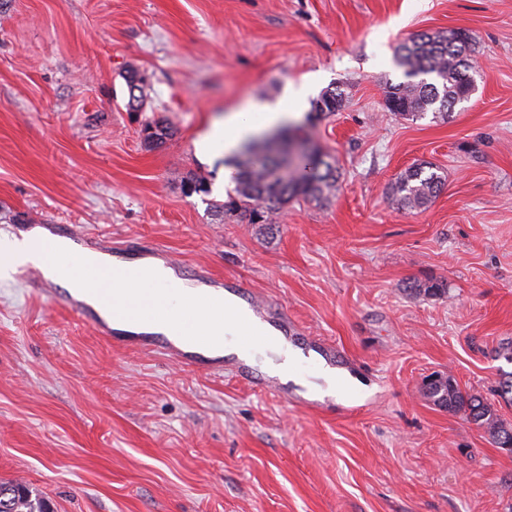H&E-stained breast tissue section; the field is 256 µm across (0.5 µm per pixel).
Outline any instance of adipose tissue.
Listing matches in <instances>:
<instances>
[{"label":"adipose tissue","mask_w":512,"mask_h":512,"mask_svg":"<svg viewBox=\"0 0 512 512\" xmlns=\"http://www.w3.org/2000/svg\"><path fill=\"white\" fill-rule=\"evenodd\" d=\"M311 86L301 85L289 88L285 97L251 101L242 109L225 115L222 123L212 128L198 141L197 151L201 158H210L213 151H223L225 155L236 154L241 145L260 132L273 129L282 124L300 120L308 108ZM64 248L62 239L46 234L42 229L34 228L21 236L0 241V277H9L11 273L28 265L46 262L48 247ZM225 315L195 326L198 336H219L223 339L226 353L239 351V339L242 336L262 329L263 324L246 312L243 305L232 295H225Z\"/></svg>","instance_id":"1"}]
</instances>
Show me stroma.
Masks as SVG:
<instances>
[{
    "label": "stroma",
    "mask_w": 512,
    "mask_h": 512,
    "mask_svg": "<svg viewBox=\"0 0 512 512\" xmlns=\"http://www.w3.org/2000/svg\"><path fill=\"white\" fill-rule=\"evenodd\" d=\"M475 39V92L448 119L385 105L393 50ZM144 103L127 107L128 70ZM304 79L342 110L301 135L335 189L278 224L225 220L191 172L225 112ZM174 136L151 148L143 125ZM446 184L422 210L389 187L415 163ZM81 226L161 244L281 306L350 360L356 389L303 361L287 392L116 350L54 286L0 279V480L54 512H512V454L434 406L431 376L491 398L512 347V0H0V235ZM438 280L440 297L416 295Z\"/></svg>",
    "instance_id": "obj_1"
}]
</instances>
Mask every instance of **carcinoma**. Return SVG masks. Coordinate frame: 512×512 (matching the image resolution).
I'll list each match as a JSON object with an SVG mask.
<instances>
[{
    "label": "carcinoma",
    "instance_id": "carcinoma-1",
    "mask_svg": "<svg viewBox=\"0 0 512 512\" xmlns=\"http://www.w3.org/2000/svg\"><path fill=\"white\" fill-rule=\"evenodd\" d=\"M472 36L461 29L420 33L400 43L394 55L406 80L387 85L385 105L388 111L417 120L431 112L446 118L457 104L470 97L472 71L477 65ZM129 89L128 109L141 106L142 95L137 73L125 77ZM344 106L343 93L330 88L313 102V117L332 115ZM144 141L158 147L172 136L171 127L161 121L145 124ZM288 141L297 136L286 129L264 136L262 142H250L233 159L237 168L236 186L224 201L210 203L211 208L239 223L274 224L276 215L288 204L300 200L320 201L335 187L336 169L317 152L299 150L289 153L279 145L281 134ZM446 183L444 172L429 162L417 163L401 174L389 189L390 202L402 209L427 207ZM427 396L445 410L460 414L484 428L492 442L503 449L512 445V423L502 419L494 403L461 390L448 375H435L427 383ZM496 396L512 405V372H504ZM0 512H51L42 498H34L28 487L18 481H0Z\"/></svg>",
    "mask_w": 512,
    "mask_h": 512
}]
</instances>
